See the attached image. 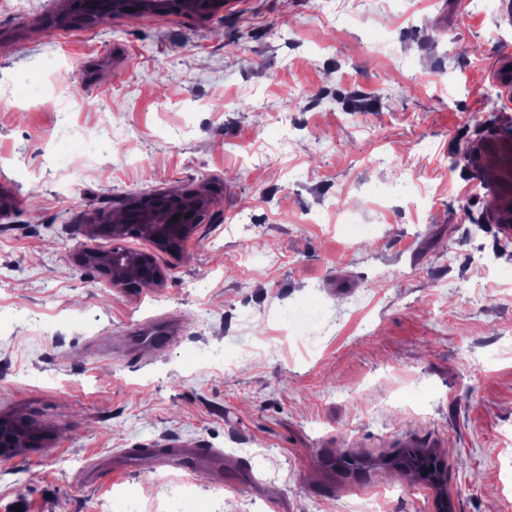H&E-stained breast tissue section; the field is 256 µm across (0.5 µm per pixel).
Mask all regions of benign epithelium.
I'll use <instances>...</instances> for the list:
<instances>
[{
	"label": "benign epithelium",
	"mask_w": 512,
	"mask_h": 512,
	"mask_svg": "<svg viewBox=\"0 0 512 512\" xmlns=\"http://www.w3.org/2000/svg\"><path fill=\"white\" fill-rule=\"evenodd\" d=\"M83 11L65 13L64 19L72 27L101 22L112 17L118 9L168 11L170 0H81ZM182 11L215 14L224 9V0H179ZM211 204V196L196 191H165L153 193L141 200L127 198L118 210L127 213L128 223L115 224L112 213L99 212L87 219L90 236H110L113 245L121 244L131 233L152 244L160 251L179 254L193 236ZM78 266L105 276L110 285L123 292H136L145 287L162 285L167 272L157 265L148 251L86 250L76 255Z\"/></svg>",
	"instance_id": "1"
}]
</instances>
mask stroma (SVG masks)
<instances>
[{
    "label": "stroma",
    "mask_w": 512,
    "mask_h": 512,
    "mask_svg": "<svg viewBox=\"0 0 512 512\" xmlns=\"http://www.w3.org/2000/svg\"><path fill=\"white\" fill-rule=\"evenodd\" d=\"M0 0V414L47 436L0 462V512H162L138 446L223 449L192 512H512V251L489 217L512 138L504 0H228L211 17L54 25ZM79 84L80 101L70 99ZM43 88L39 97L31 85ZM222 110H215V103ZM407 186L391 183L399 172ZM202 190L189 258L125 293L79 268L84 216ZM327 316L313 337L286 313ZM176 324L164 354L139 344ZM445 464L435 489L384 460ZM368 468L346 473L341 450Z\"/></svg>",
    "instance_id": "1"
}]
</instances>
